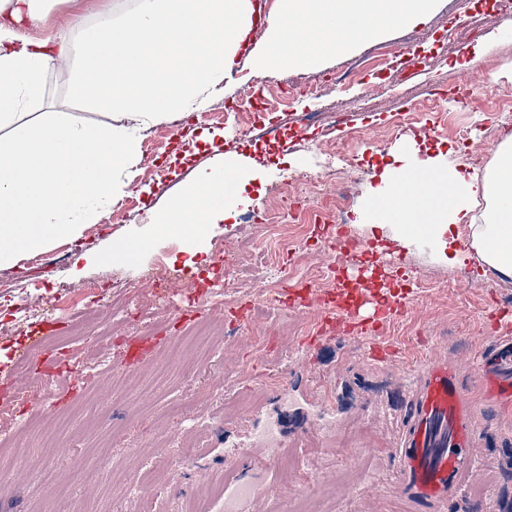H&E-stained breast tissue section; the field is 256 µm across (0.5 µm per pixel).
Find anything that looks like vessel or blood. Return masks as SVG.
<instances>
[{"mask_svg":"<svg viewBox=\"0 0 512 512\" xmlns=\"http://www.w3.org/2000/svg\"><path fill=\"white\" fill-rule=\"evenodd\" d=\"M484 379L495 395L512 383V337H502ZM473 433L471 403L454 368L428 364L417 376L414 411L396 450L403 498L428 512L456 498L477 463Z\"/></svg>","mask_w":512,"mask_h":512,"instance_id":"obj_1","label":"vessel or blood"}]
</instances>
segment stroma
I'll return each mask as SVG.
<instances>
[{"instance_id":"1","label":"stroma","mask_w":512,"mask_h":512,"mask_svg":"<svg viewBox=\"0 0 512 512\" xmlns=\"http://www.w3.org/2000/svg\"><path fill=\"white\" fill-rule=\"evenodd\" d=\"M128 7L127 0H45L44 23L25 20L17 29L42 40L77 20ZM451 26L473 35L448 43ZM388 46L410 53L412 64L386 71L373 65ZM72 75L71 65L50 66L40 98L23 102L22 111L135 127L131 116L96 111L76 92ZM312 76L326 79L325 97L261 112L247 136L192 116L179 119L173 138L162 121L143 130L158 145L126 172L145 191L134 195L122 222L84 225L77 239L0 264V386H20L46 359L77 353L104 321H111L114 340L102 366L60 386L58 403L75 409L66 427L56 426L52 406L30 401L17 406L14 429L0 428V440L16 431L25 438L24 452L0 468V512H185L191 494L220 479L231 487L249 482L257 491L217 501L216 512H297L302 496L310 512H414L401 495L395 450L413 405L408 381L432 360L457 368L476 422L478 465L463 495L442 512H512V409L491 400L474 370L491 353L499 325L512 324V281L474 257L462 267L439 262L430 242L400 247L360 219L370 189L405 143L415 142L419 157L465 166L486 125L512 134V11H498L495 0H434L423 23L362 41L317 68L286 69L267 85L275 90ZM462 86L474 93L465 107L456 102ZM431 97L436 108L424 109ZM400 108L419 112L418 128L392 132ZM326 110L346 113L347 126L297 127L301 113ZM331 137L348 147V229L361 246L341 259L334 277L313 281L311 270L332 259L325 229L289 225L300 248L283 263L313 297L308 308L290 312L272 295L274 270L251 256L267 229L245 216L271 201L284 177L317 171ZM223 155L242 161L248 203L195 238L160 233L157 214ZM138 243L144 249L134 260L115 261L116 251ZM220 260L247 273L246 281L225 288L220 306L187 308L174 296L168 309L134 308L112 320L107 308L82 295L83 283L94 281L109 300L118 296V283L132 280L146 300L155 292L153 275L186 289ZM20 292L37 313L29 325L9 315ZM340 292L383 297L395 301V310L384 323L357 328L330 307L331 294ZM203 326L212 329L206 351L171 354L170 341ZM139 334L154 345L124 364L120 339ZM192 433L205 434L208 445L187 461L177 444ZM291 455L301 470L285 471ZM160 468L167 484L140 496L139 487Z\"/></svg>"}]
</instances>
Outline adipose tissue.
<instances>
[{
    "instance_id": "ef3b65f1",
    "label": "adipose tissue",
    "mask_w": 512,
    "mask_h": 512,
    "mask_svg": "<svg viewBox=\"0 0 512 512\" xmlns=\"http://www.w3.org/2000/svg\"><path fill=\"white\" fill-rule=\"evenodd\" d=\"M432 7L433 0H280L251 57L264 77L312 67L325 54L415 26ZM253 13L252 0H136L130 11L100 15L77 33L31 41L12 23L24 17L41 22L38 0H0V260L78 237L117 193L131 188L121 175L139 154L135 132L81 125L63 112L35 120L20 113L22 99L41 95L49 65L78 58L79 87L92 106L125 111L145 128L208 106L212 90L237 65ZM416 170L412 178L407 168H385L366 203L372 227L396 229L402 246L430 228L448 264L463 263L473 252L493 273L512 279V136L484 175L431 157ZM245 190V179L219 161L159 217V229L197 236L247 203ZM458 224L471 229L465 251L452 232Z\"/></svg>"
}]
</instances>
